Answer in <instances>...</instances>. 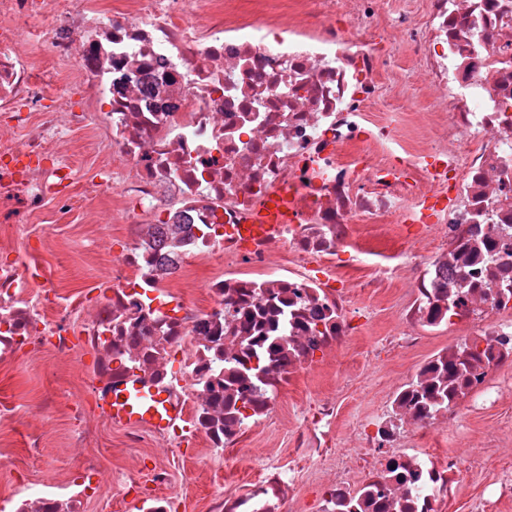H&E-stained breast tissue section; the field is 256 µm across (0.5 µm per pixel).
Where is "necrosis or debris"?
I'll list each match as a JSON object with an SVG mask.
<instances>
[{
	"label": "necrosis or debris",
	"instance_id": "obj_1",
	"mask_svg": "<svg viewBox=\"0 0 512 512\" xmlns=\"http://www.w3.org/2000/svg\"><path fill=\"white\" fill-rule=\"evenodd\" d=\"M397 2L294 0L256 18L241 0H0V215L50 201L66 214L84 194L111 199L127 227L96 293L62 302L0 226V359L79 348L96 401L135 383L166 394L172 424L126 430L129 446L201 443L203 467L235 448L261 471L212 494L209 512H299L309 473L318 512H447L472 458L438 461L422 438L495 404L512 370V0ZM22 39L67 62V81L17 53ZM75 94L59 123L53 102ZM85 128L102 159L81 186L72 133ZM284 191L288 223L234 235ZM357 224L404 234L363 243ZM347 251L360 275L339 265ZM193 264L207 270L201 304L183 290ZM396 281L402 328L382 353L446 330L447 346L349 448L328 403L303 411L288 463L244 447L294 381L341 364L371 323L353 291ZM111 490L83 457L0 512H80Z\"/></svg>",
	"mask_w": 512,
	"mask_h": 512
}]
</instances>
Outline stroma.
<instances>
[{"mask_svg": "<svg viewBox=\"0 0 512 512\" xmlns=\"http://www.w3.org/2000/svg\"><path fill=\"white\" fill-rule=\"evenodd\" d=\"M108 200L82 202L68 214L54 208L34 216L11 219L12 238L17 251H35L43 270L58 286L60 297H67L96 287L107 273L108 251L120 250L126 231L120 224H95V211L111 208ZM49 228L50 239L41 242L39 233ZM97 237L99 254L85 252L89 237ZM403 283L396 282L377 292L357 297L358 306L373 312V321L360 335L344 347L343 361L348 371L345 382H338L329 364L318 365L303 379L289 387L276 423L253 429L245 440L246 447L271 453L287 462L290 436L300 421V411L313 398L335 402L339 425V447L349 445L354 427L381 410L397 378L408 375L421 354H432L448 342L447 336L434 337L423 353L392 352L376 359L374 351L387 344L395 328ZM509 382L499 404L465 416L454 432H429L425 446L437 459L448 453H476L462 487L448 507V512H473L484 487L494 482L501 471L512 467V371L505 374ZM16 406L20 416L12 423L0 424V440L10 443L15 472L0 469V499L13 490V480H57L73 472L78 464L71 447L70 416L75 404L92 409L93 397L77 371L76 359L70 354L50 353L38 359L18 356L14 363L0 364V400ZM484 448H476V441ZM202 451L184 448L171 453L161 448H128L123 443L121 426L107 431L100 447L90 449V458L113 473H134L144 492L162 494L174 489L181 492L179 512H206L211 493L219 489L235 490L250 484L255 472L246 462L225 452L222 463L214 468H200L197 459ZM168 473L166 484L153 481L155 468Z\"/></svg>", "mask_w": 512, "mask_h": 512, "instance_id": "stroma-1", "label": "stroma"}]
</instances>
